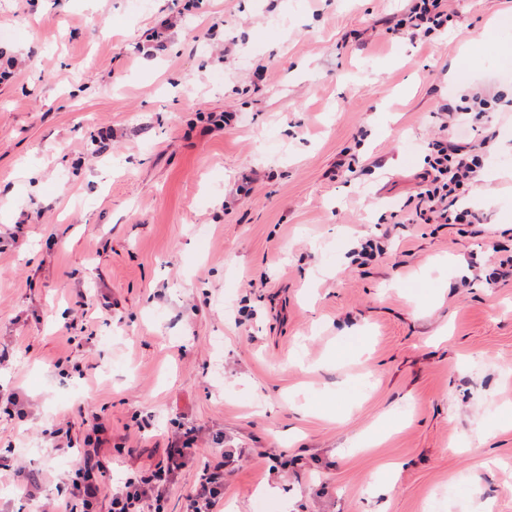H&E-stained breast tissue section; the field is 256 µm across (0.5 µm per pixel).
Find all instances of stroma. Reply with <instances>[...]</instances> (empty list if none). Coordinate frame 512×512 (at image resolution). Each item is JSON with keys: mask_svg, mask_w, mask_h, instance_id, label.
Returning a JSON list of instances; mask_svg holds the SVG:
<instances>
[{"mask_svg": "<svg viewBox=\"0 0 512 512\" xmlns=\"http://www.w3.org/2000/svg\"><path fill=\"white\" fill-rule=\"evenodd\" d=\"M409 5L0 0V512H39L20 462L66 495L96 415L107 489L195 430L166 512L221 459L223 512H512V115L465 117L480 223L402 221L438 106L512 99V0L427 42Z\"/></svg>", "mask_w": 512, "mask_h": 512, "instance_id": "1", "label": "stroma"}]
</instances>
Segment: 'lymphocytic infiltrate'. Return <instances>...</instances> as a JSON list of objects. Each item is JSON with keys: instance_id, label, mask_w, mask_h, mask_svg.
I'll return each mask as SVG.
<instances>
[{"instance_id": "1", "label": "lymphocytic infiltrate", "mask_w": 512, "mask_h": 512, "mask_svg": "<svg viewBox=\"0 0 512 512\" xmlns=\"http://www.w3.org/2000/svg\"><path fill=\"white\" fill-rule=\"evenodd\" d=\"M453 15L444 0H414L409 10L399 19L395 31L401 35L430 38L448 28ZM488 101L481 93L464 97L463 105L441 104L436 112L446 138L434 141L427 157V169L418 192L412 199V216L417 223L436 220L446 224H476L480 217L464 204L480 172L478 158L487 153L495 138L485 133L473 139L460 133L462 111L483 112ZM92 447L83 449L75 471V478L66 498L49 503L43 512H74V502H81L83 512H94L100 487L96 474L103 467L102 448L106 444L107 426L94 421ZM195 437L185 431L172 438L165 457L154 468L139 470L123 485L113 489L108 512H164V502L176 474L187 464ZM224 498V465L206 466L203 479L185 496V512H216Z\"/></svg>"}]
</instances>
